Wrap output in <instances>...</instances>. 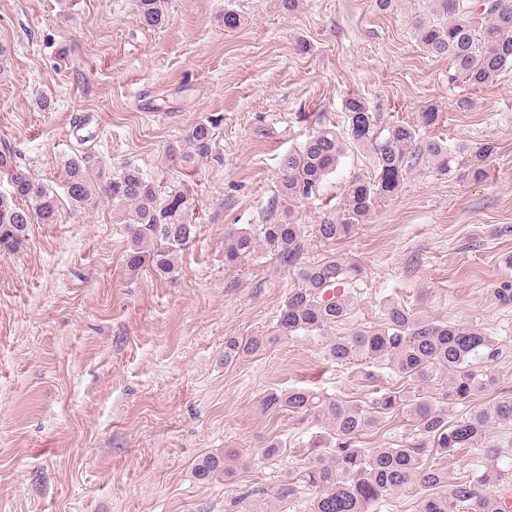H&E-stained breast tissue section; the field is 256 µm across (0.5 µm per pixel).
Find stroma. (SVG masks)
I'll return each mask as SVG.
<instances>
[{
	"label": "stroma",
	"mask_w": 512,
	"mask_h": 512,
	"mask_svg": "<svg viewBox=\"0 0 512 512\" xmlns=\"http://www.w3.org/2000/svg\"><path fill=\"white\" fill-rule=\"evenodd\" d=\"M228 8L237 29L224 26ZM165 10L168 24L149 28L134 0H0L10 49L0 146L60 195L58 223L33 225L20 250L0 254V512H293L276 492L300 471L312 430L257 402L296 387L366 403L409 390L369 360L327 357L330 338L376 321L390 298L495 336L507 356L476 401L512 394V304L492 293L512 275V72L476 90L449 82L447 59L424 52L411 27L429 0H397L384 14L372 0H301L289 15L275 0H165ZM354 94L387 122L439 108L424 141H496L487 178L422 157L367 221L325 243L315 225L341 214L349 181L373 171L369 153L346 143L336 171L291 211L301 261L362 267L357 307L325 335L225 364V340L270 335L299 283L267 251L225 265V228L258 223L282 155L320 123H342ZM464 96L471 109L456 110ZM85 115L86 142L73 128ZM202 119L215 122V146L188 177L166 148ZM81 152L106 174L129 162L164 186L193 185L198 233L174 277L127 269L108 199L72 210L63 161ZM272 437L285 452L267 461ZM225 450L237 456L230 474L197 481L195 464ZM255 487L265 498H243Z\"/></svg>",
	"instance_id": "1"
}]
</instances>
